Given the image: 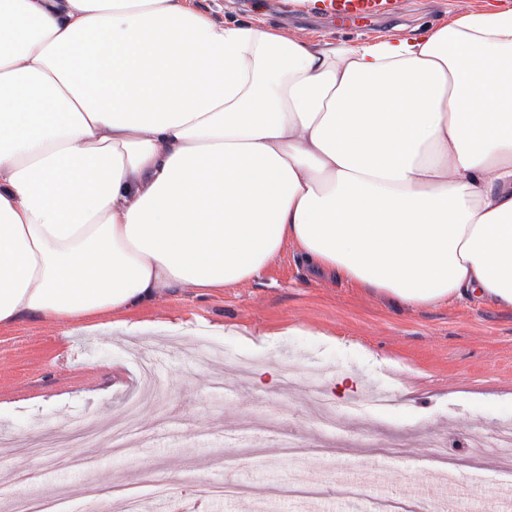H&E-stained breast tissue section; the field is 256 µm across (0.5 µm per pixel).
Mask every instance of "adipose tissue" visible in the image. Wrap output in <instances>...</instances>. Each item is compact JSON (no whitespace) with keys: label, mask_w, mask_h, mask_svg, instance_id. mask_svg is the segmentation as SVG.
Returning a JSON list of instances; mask_svg holds the SVG:
<instances>
[{"label":"adipose tissue","mask_w":512,"mask_h":512,"mask_svg":"<svg viewBox=\"0 0 512 512\" xmlns=\"http://www.w3.org/2000/svg\"><path fill=\"white\" fill-rule=\"evenodd\" d=\"M289 244L407 307L512 310V7L357 43L0 0V328L134 334Z\"/></svg>","instance_id":"adipose-tissue-1"}]
</instances>
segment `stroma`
<instances>
[{
	"label": "stroma",
	"instance_id": "obj_1",
	"mask_svg": "<svg viewBox=\"0 0 512 512\" xmlns=\"http://www.w3.org/2000/svg\"><path fill=\"white\" fill-rule=\"evenodd\" d=\"M229 20L262 19L301 40L368 42L421 33L464 11L505 0H400L392 18L342 22L296 0H195ZM161 323L135 337L67 335L63 326L0 328V512L17 502L62 503L68 512H125L116 487L135 484L143 512L174 501L204 512H356L347 496L399 493L420 507L455 481L459 504L479 508L499 482L496 449L473 457L472 431L512 425V310L481 301L407 308L313 274L285 247L261 278L221 291L174 293L143 314ZM190 323L193 335L175 331ZM245 328L246 337L212 332ZM277 326L274 344L257 334ZM154 366L155 402L141 404L128 448L112 447L140 386V362ZM292 371V387L254 384L251 366ZM395 392L387 410H355L376 385ZM330 393L335 435L319 429L307 401ZM446 443L457 469L429 463L428 437ZM301 446L289 455L288 443ZM394 447L391 458L381 451ZM318 488L317 498L279 497L274 488Z\"/></svg>",
	"mask_w": 512,
	"mask_h": 512
}]
</instances>
